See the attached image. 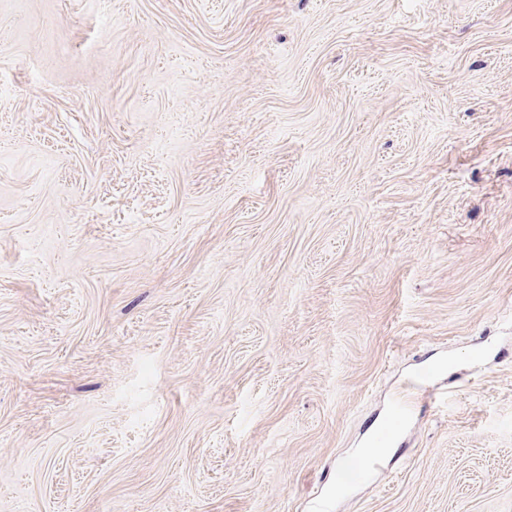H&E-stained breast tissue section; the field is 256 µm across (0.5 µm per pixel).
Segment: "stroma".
Listing matches in <instances>:
<instances>
[{"mask_svg": "<svg viewBox=\"0 0 512 512\" xmlns=\"http://www.w3.org/2000/svg\"><path fill=\"white\" fill-rule=\"evenodd\" d=\"M0 512H512V0H0ZM410 411L408 403L392 407L382 418L379 428L370 442L372 453H378L399 435L400 428Z\"/></svg>", "mask_w": 512, "mask_h": 512, "instance_id": "1", "label": "stroma"}]
</instances>
